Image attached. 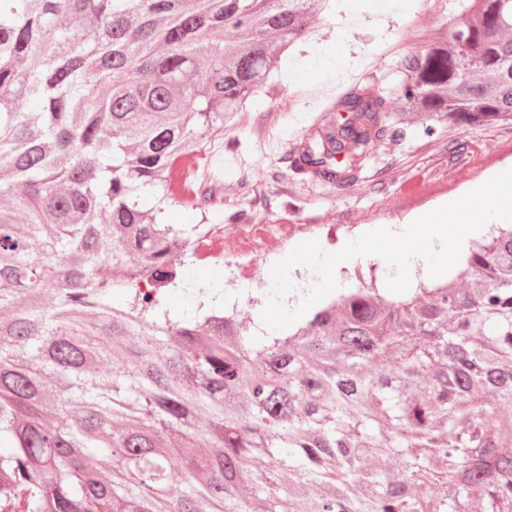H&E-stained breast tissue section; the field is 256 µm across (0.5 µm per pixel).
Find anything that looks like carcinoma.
I'll use <instances>...</instances> for the list:
<instances>
[{
    "instance_id": "obj_1",
    "label": "carcinoma",
    "mask_w": 512,
    "mask_h": 512,
    "mask_svg": "<svg viewBox=\"0 0 512 512\" xmlns=\"http://www.w3.org/2000/svg\"><path fill=\"white\" fill-rule=\"evenodd\" d=\"M312 2L0 0V512H512V226L446 282H363L270 333L206 308L204 225L163 222L207 217L213 187L176 166L224 137ZM462 25L466 44L445 25L401 59L398 111L339 98L368 105L294 173L350 179L408 112L512 122V0H467Z\"/></svg>"
}]
</instances>
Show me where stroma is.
Masks as SVG:
<instances>
[{
    "mask_svg": "<svg viewBox=\"0 0 512 512\" xmlns=\"http://www.w3.org/2000/svg\"><path fill=\"white\" fill-rule=\"evenodd\" d=\"M461 13L460 0H332L316 11L306 41L281 57L278 69L257 97L224 128L223 143L208 144L198 166L224 197L243 212H259L260 223L292 224L297 215L334 225L319 236L321 248L335 252L371 224H403L398 211L405 182L420 177L429 185L468 177L486 183L490 171L478 165L498 152V165H512V123L462 129L448 124L427 130L409 117L401 136L371 145L363 166L345 184L302 180L290 169L299 144L336 114V101L356 85L374 84L389 93L399 79L397 63L424 50L432 33ZM194 282L223 290L237 302L241 320L255 321L241 288L224 278V268H194Z\"/></svg>",
    "mask_w": 512,
    "mask_h": 512,
    "instance_id": "35a3bbf8",
    "label": "stroma"
}]
</instances>
